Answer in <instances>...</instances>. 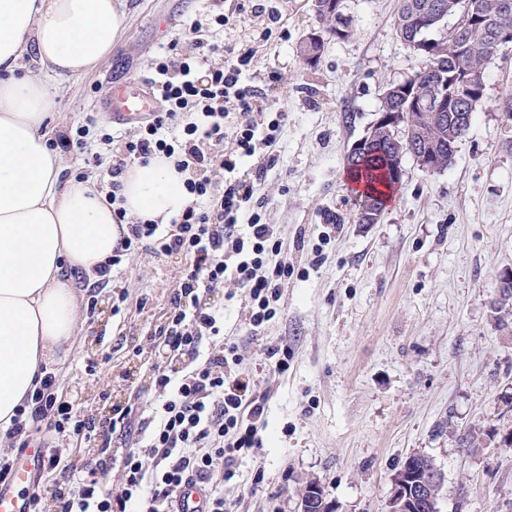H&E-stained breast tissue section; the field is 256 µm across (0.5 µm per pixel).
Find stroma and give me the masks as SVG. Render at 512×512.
Masks as SVG:
<instances>
[{
    "mask_svg": "<svg viewBox=\"0 0 512 512\" xmlns=\"http://www.w3.org/2000/svg\"><path fill=\"white\" fill-rule=\"evenodd\" d=\"M122 40L97 70L55 78L68 132L89 125L83 148L66 150L65 177L99 168L101 133L117 136L101 106L109 82L154 77L153 62L193 49L186 21L205 23L225 52L252 50L243 84L285 124L260 193L277 225L280 259L294 266L286 309L254 331L224 314V332L244 355L242 371L268 393L262 447L241 455L224 484L230 512H298L301 489L320 481L336 512H385L392 477L408 454L431 456L443 476L440 512H512V312H496L500 272L512 266V123L498 109L512 85V45L486 70L482 102L453 164L437 175L404 157L405 175L377 224L355 221L345 156L374 120L387 84L425 64L394 30L398 0H346L354 32L326 41L316 65L300 56L318 27L313 0H265L263 10L218 13L234 0H131ZM280 24H271L269 12ZM354 113L346 122V113ZM182 262L150 253L114 267L97 289L98 313L49 364L75 404L99 413L132 399L142 381L135 347L169 312ZM124 303H116L117 292ZM288 345L286 374L262 367L266 348ZM106 356L95 375L89 356ZM109 391L103 402L101 391ZM484 439L480 452L460 444Z\"/></svg>",
    "mask_w": 512,
    "mask_h": 512,
    "instance_id": "stroma-1",
    "label": "stroma"
}]
</instances>
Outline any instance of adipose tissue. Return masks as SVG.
Here are the masks:
<instances>
[{
  "label": "adipose tissue",
  "mask_w": 512,
  "mask_h": 512,
  "mask_svg": "<svg viewBox=\"0 0 512 512\" xmlns=\"http://www.w3.org/2000/svg\"><path fill=\"white\" fill-rule=\"evenodd\" d=\"M129 0H0V427L35 378L77 334L79 298L66 267L94 274L129 225L167 224L189 204L173 160L150 159L121 178L116 220L97 176L63 178L50 148L57 93L50 77H79L112 55Z\"/></svg>",
  "instance_id": "obj_1"
}]
</instances>
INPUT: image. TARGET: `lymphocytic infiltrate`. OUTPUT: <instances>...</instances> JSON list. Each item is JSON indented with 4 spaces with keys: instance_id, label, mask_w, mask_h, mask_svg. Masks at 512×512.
<instances>
[{
    "instance_id": "lymphocytic-infiltrate-1",
    "label": "lymphocytic infiltrate",
    "mask_w": 512,
    "mask_h": 512,
    "mask_svg": "<svg viewBox=\"0 0 512 512\" xmlns=\"http://www.w3.org/2000/svg\"><path fill=\"white\" fill-rule=\"evenodd\" d=\"M188 29L195 53L155 65L162 109L131 137L101 138L112 148L107 198L117 219L125 217L120 178L132 161L174 159L191 198L167 228L129 225L98 269L104 285L113 267L141 251L185 262L157 336L162 354L147 369L152 403L142 411L112 406L103 423L68 399L55 368L41 367L35 390L0 431V480L17 451L35 442L44 450L29 512H176L190 483L205 490L207 512H225L222 487L235 460L262 445L267 398L239 371L243 357L224 338V305L242 297L241 316L254 330L285 307L282 285L294 269L268 260L281 244L275 225L262 220L265 199L258 194L285 115L264 119L258 93L241 86L251 52L204 67L198 51L215 54L219 47L205 41L199 21ZM217 169L225 174L220 184L210 177ZM116 431L134 441L119 455L111 448ZM78 442L90 458L78 457Z\"/></svg>"
}]
</instances>
